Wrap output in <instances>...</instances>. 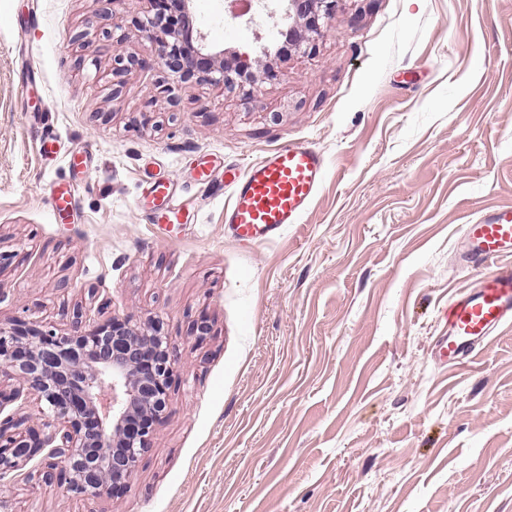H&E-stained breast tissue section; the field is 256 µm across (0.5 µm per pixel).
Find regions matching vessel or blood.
Listing matches in <instances>:
<instances>
[{
	"label": "vessel or blood",
	"instance_id": "vessel-or-blood-1",
	"mask_svg": "<svg viewBox=\"0 0 512 512\" xmlns=\"http://www.w3.org/2000/svg\"><path fill=\"white\" fill-rule=\"evenodd\" d=\"M325 176L323 155L303 144L268 152L245 174L230 173L226 183L233 201L224 222L233 239L254 245L299 223ZM151 192L164 204L160 223H183V210L173 203L166 183H153ZM463 236L466 249L459 262L480 275L474 286L449 299L442 314L445 334L439 356L452 367L471 363L495 333L512 325V207L487 211L464 225Z\"/></svg>",
	"mask_w": 512,
	"mask_h": 512
}]
</instances>
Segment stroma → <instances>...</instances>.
<instances>
[{"label": "stroma", "instance_id": "35a3bbf8", "mask_svg": "<svg viewBox=\"0 0 512 512\" xmlns=\"http://www.w3.org/2000/svg\"><path fill=\"white\" fill-rule=\"evenodd\" d=\"M146 9L0 0V323L155 319L175 362L126 493L76 496L39 455L0 512H512V326L470 365L436 355L477 277L463 225L512 206V0H343L246 93L163 69ZM192 19L219 50L282 42L224 0ZM118 50L138 64L116 76ZM301 143L327 165L310 209L238 244L198 162ZM158 178L188 223L150 222Z\"/></svg>", "mask_w": 512, "mask_h": 512}]
</instances>
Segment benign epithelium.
Listing matches in <instances>:
<instances>
[{"label": "benign epithelium", "instance_id": "obj_1", "mask_svg": "<svg viewBox=\"0 0 512 512\" xmlns=\"http://www.w3.org/2000/svg\"><path fill=\"white\" fill-rule=\"evenodd\" d=\"M153 14L136 23L158 46L159 61L171 72L234 89L253 84L252 65L274 77L262 60H241L212 51L193 34V0H147ZM285 46L296 49L322 35L342 0H278ZM174 362L160 325H131L125 317L104 323L85 319L73 333L0 324V379L17 386L0 390V407L33 393L63 429L62 445L47 454L44 477L62 466L68 489L83 497H117L155 426L169 408ZM25 420L0 419V475L19 469L55 442L57 433Z\"/></svg>", "mask_w": 512, "mask_h": 512}]
</instances>
